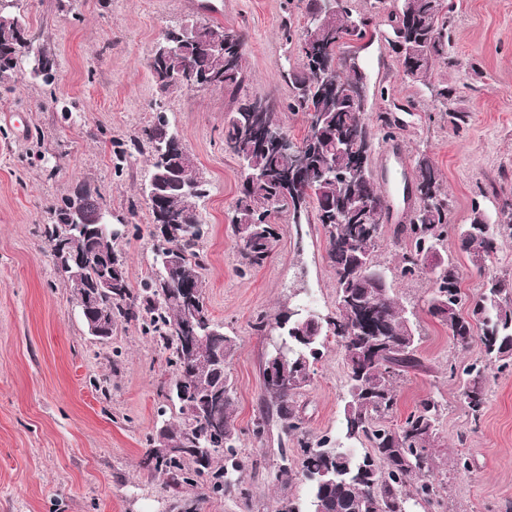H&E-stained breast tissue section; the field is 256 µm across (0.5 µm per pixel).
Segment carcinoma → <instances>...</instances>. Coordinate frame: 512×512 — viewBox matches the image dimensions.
Returning <instances> with one entry per match:
<instances>
[{"label": "carcinoma", "mask_w": 512, "mask_h": 512, "mask_svg": "<svg viewBox=\"0 0 512 512\" xmlns=\"http://www.w3.org/2000/svg\"><path fill=\"white\" fill-rule=\"evenodd\" d=\"M452 6L448 0H401L400 12L390 13L388 40L396 54L404 77L411 83L431 89V97L444 109V116L455 131L468 124V112L448 107L454 91L446 85L431 82V70L436 60L453 63L448 55V35ZM350 0H343L340 14H331L316 28L292 29L283 24L285 40L295 45L301 68L287 70L283 77L294 89L288 103L292 112H307L314 106L320 112L321 131H306L303 141L306 158L298 177L291 174L295 165L288 155L276 147L256 148L259 136L266 128L286 132L278 118V110L258 111L259 97L238 98L246 80L244 55L229 51L228 58L218 59L200 43L191 40L184 28L170 31L172 40L181 50L166 59L150 52L148 67L162 91H182L184 87L169 81L170 75L191 70L223 83V90L236 101L233 111L224 118V143L244 160L245 167L231 217L242 264L247 268L262 266L271 255L277 238V224L269 222L266 205L272 198L280 200V211L287 213L292 223L308 224L315 219L324 230L327 256L336 275V316L332 325H324L316 334L300 340L290 335L298 318L312 312L305 304L288 309L275 318L271 330L278 332L268 357L281 354L288 367L309 361L310 371L322 357L328 338L341 347L348 371V399L343 409L342 441L321 438L300 442L303 448L304 476L311 480V497L305 511L288 505L283 512H409L410 496L426 503L438 495V485L429 478L430 458L419 462L423 450L436 441V423L442 404L433 396L423 399L402 425L394 428L386 419L397 404V379L420 366L416 357V335L401 302L389 293L386 269L376 258L384 224V198L370 172L357 182L346 179L353 165H369L371 131L366 122L362 102L336 101L322 95L324 82L343 74L345 80L359 78L358 73H344V62L337 49L345 39L362 40L369 31L368 22L361 18L350 22ZM207 40L227 42L228 46L245 42V35L233 28L203 25ZM51 58L50 68L40 76L46 84L54 82L58 61L54 54L35 44L25 21L24 6L0 9V82L20 75L23 60ZM172 132L163 110L157 103L155 121L144 127L129 146L119 149V159L146 144L155 155L158 137ZM336 164V176L321 177L325 157ZM414 187L418 191L415 219L400 225L398 233L405 241L400 260V275L411 279L427 271L426 252L440 249L448 233L454 232L460 246L468 254L472 266L484 270L496 248L495 234L501 230L512 235V214L502 224H490L480 208H474L469 224L455 227L448 222L447 191L436 160L427 152L417 155L414 167ZM353 195L374 202L371 215L355 213L345 224L336 223V209ZM151 224L201 223L200 213L189 206L182 194L172 192L163 206L150 209ZM76 220L84 226L75 233L68 255L55 261V269L71 289L83 322L91 320L84 311L86 295L93 292L107 310V331L119 325H137L144 335L169 353V363L176 368V379L183 376V344L177 327L182 319L180 305L169 300V292L188 287L204 288L200 269L203 257L199 251L202 233L188 230L174 242L182 255V273L166 284L155 278L146 281L140 291L130 288L127 265L111 269L96 260L90 266H77L73 259L91 252L113 256L119 254L115 241L119 231L102 211L97 196L87 187L81 193L66 196L51 208L50 223L44 225L46 241H51L53 226ZM366 265L368 277L354 275L359 264ZM112 278V288H97L95 283ZM460 270L454 262L441 269L431 279L432 292L429 312L453 332V339L462 348L478 341L485 361L462 369L461 395L472 415L482 413L486 402L487 370L493 363L512 366V277L493 272L483 283V291L472 299L463 295ZM359 327L361 334L353 343L373 347L379 337H387L392 347L375 359H357L343 343L345 332ZM213 357L197 363L190 373V386L212 398H224V429L214 431L201 422L190 402L176 396L166 399L178 410L177 420L170 427L179 433H189L188 443H200L213 449L203 463L193 452L157 457L156 448L147 450V465L154 473L165 477L166 486L178 494L183 488L206 485L214 495L231 488L224 481V458L230 468L240 470L236 461L238 432L235 426L236 401L229 367L236 352L232 336H215ZM270 404L275 407L282 428L288 434L300 429L293 398L298 391L279 390L264 385ZM367 441L370 452L359 456L353 445Z\"/></svg>", "instance_id": "cac0c4a2"}]
</instances>
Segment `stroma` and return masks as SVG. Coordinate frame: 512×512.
I'll list each match as a JSON object with an SVG mask.
<instances>
[{"instance_id": "stroma-1", "label": "stroma", "mask_w": 512, "mask_h": 512, "mask_svg": "<svg viewBox=\"0 0 512 512\" xmlns=\"http://www.w3.org/2000/svg\"><path fill=\"white\" fill-rule=\"evenodd\" d=\"M374 2L352 3L353 11L373 19L370 44L350 41L338 54L357 57L370 75V170L386 186L389 206L377 255L392 269L401 251L396 229L407 205L403 187L419 152L437 162L450 223H468L476 207L492 219L512 209V0H451L456 63L437 62L432 80L452 87L455 106L469 113L461 132L441 118L440 103L424 87L405 79L384 40L388 12ZM211 3L207 11L191 0H112L104 9L99 0H81L70 11L59 0H25L30 31L54 53L59 69L50 86L26 74L0 83V512H184L192 505L197 512H271L276 502L308 499L300 440L333 439L341 430L347 369L340 347L330 342L295 398L300 429L284 434L272 419L263 439H255L253 422L266 405L262 367L271 340L256 330V321L306 301L321 316L335 315L336 277L326 239L321 225L294 224L279 214L270 258L242 270L231 229L241 168L224 144L232 100L219 89L162 93L146 65L162 28L203 19L244 33V94L288 102L292 88L282 68L299 60L281 24L288 19L303 26V5ZM159 102L210 185L200 203L204 298L237 344L231 378L242 468L239 483L221 497L201 485L173 497L145 466L157 426L178 416L163 395L175 369L135 326L118 327L103 343L88 334L42 235L52 206L90 185L113 222L129 224L115 246L127 257L131 288L141 287L153 263L151 217L139 200L149 153L120 163L113 150L151 123ZM382 112L391 130L381 128ZM133 199L139 205L132 212ZM389 283L421 334L417 356L423 364L398 380L389 422L401 425L430 395L444 406L430 450L431 478L443 490L412 512H512V368L490 370L485 407L472 418L450 370L483 358L480 344L455 345L447 326L430 314L427 277L393 276ZM100 381L107 393L95 391ZM462 454L470 461L464 473L456 470ZM283 467L289 478L279 477Z\"/></svg>"}]
</instances>
